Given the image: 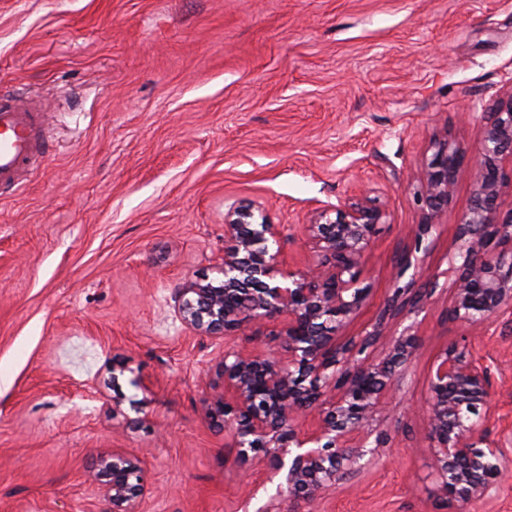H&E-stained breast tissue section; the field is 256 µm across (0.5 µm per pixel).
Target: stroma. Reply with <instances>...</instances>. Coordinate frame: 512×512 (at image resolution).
Listing matches in <instances>:
<instances>
[{"instance_id":"35a3bbf8","label":"stroma","mask_w":512,"mask_h":512,"mask_svg":"<svg viewBox=\"0 0 512 512\" xmlns=\"http://www.w3.org/2000/svg\"><path fill=\"white\" fill-rule=\"evenodd\" d=\"M512 90V0H0V92L47 105L52 152L24 194L0 189V512H105L88 477L118 448L144 460L139 512H259L276 492L207 415L228 351L174 296L224 253L248 203L309 259L301 226L363 193L386 203L345 329L360 336L395 288L422 221L415 172L448 138L475 155L484 113ZM474 190L456 173L426 238L422 346L378 420L389 440L313 512H459L437 488L419 408L447 318L448 250ZM493 377L491 436L512 432V310L477 333ZM508 473L468 512H512Z\"/></svg>"}]
</instances>
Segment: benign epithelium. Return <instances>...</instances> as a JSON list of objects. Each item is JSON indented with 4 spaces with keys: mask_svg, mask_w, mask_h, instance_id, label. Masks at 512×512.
I'll list each match as a JSON object with an SVG mask.
<instances>
[{
    "mask_svg": "<svg viewBox=\"0 0 512 512\" xmlns=\"http://www.w3.org/2000/svg\"><path fill=\"white\" fill-rule=\"evenodd\" d=\"M464 154L443 139L418 175L422 222L411 231L413 249L400 273H424V237L448 213V196ZM512 89L485 117L474 162L475 189L468 211L456 225L452 250L463 271L451 283L447 313L471 327H488L512 307V206L504 202L512 186ZM385 205L366 197L348 198L319 209L303 225L313 253L291 267L273 252L283 226L255 219L251 207L224 213V256L216 264L222 279L202 275L175 295L185 329L199 336H248L275 327L273 351L255 348L224 355V393L211 408L224 429V447L241 463L267 461L272 472L287 469L286 485L260 512H304L323 495L354 485L386 447L388 432L373 423L386 397L398 389L420 351L417 323L402 326L415 312L416 277L395 290L379 322L364 336H343L365 303L360 286L367 253ZM472 336L448 343L436 357L425 402L426 439L438 490L446 498L471 503L487 498L504 477L503 449L512 434L490 438L492 408L489 366L470 350ZM90 481L111 504L107 512H138L148 490L144 462L115 449L99 459Z\"/></svg>",
    "mask_w": 512,
    "mask_h": 512,
    "instance_id": "obj_1",
    "label": "benign epithelium"
}]
</instances>
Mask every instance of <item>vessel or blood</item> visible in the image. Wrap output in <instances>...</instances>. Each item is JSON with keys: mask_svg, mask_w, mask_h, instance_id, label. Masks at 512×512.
Wrapping results in <instances>:
<instances>
[{"mask_svg": "<svg viewBox=\"0 0 512 512\" xmlns=\"http://www.w3.org/2000/svg\"><path fill=\"white\" fill-rule=\"evenodd\" d=\"M49 151L44 107L35 97L0 98V186L21 190L24 172Z\"/></svg>", "mask_w": 512, "mask_h": 512, "instance_id": "b4317fda", "label": "vessel or blood"}]
</instances>
